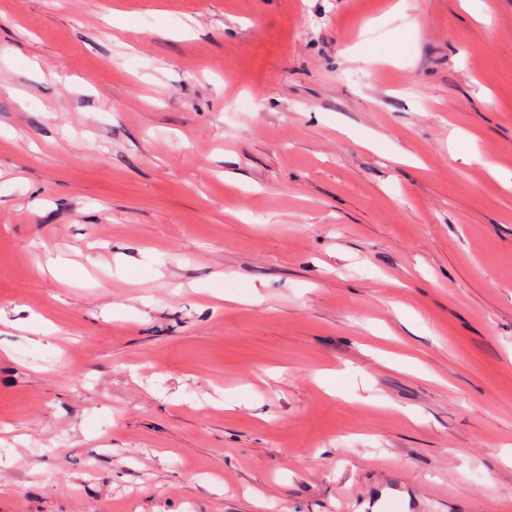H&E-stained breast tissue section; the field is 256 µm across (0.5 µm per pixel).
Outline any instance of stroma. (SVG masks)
Here are the masks:
<instances>
[{"label":"stroma","instance_id":"1","mask_svg":"<svg viewBox=\"0 0 512 512\" xmlns=\"http://www.w3.org/2000/svg\"><path fill=\"white\" fill-rule=\"evenodd\" d=\"M510 176L512 0H0V512H512Z\"/></svg>","mask_w":512,"mask_h":512}]
</instances>
